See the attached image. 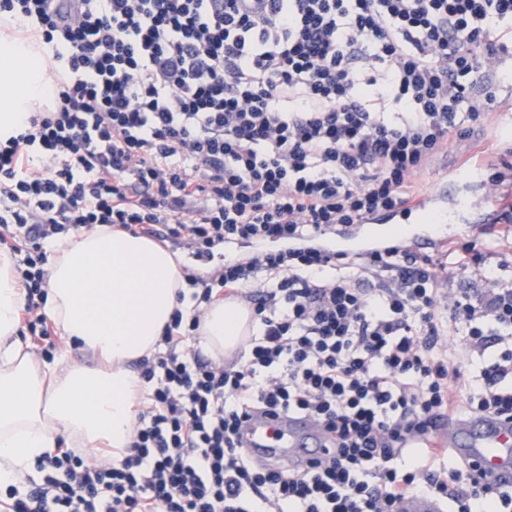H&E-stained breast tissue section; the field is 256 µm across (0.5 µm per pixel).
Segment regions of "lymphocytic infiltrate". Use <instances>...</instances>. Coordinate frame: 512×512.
Segmentation results:
<instances>
[{
  "instance_id": "obj_1",
  "label": "lymphocytic infiltrate",
  "mask_w": 512,
  "mask_h": 512,
  "mask_svg": "<svg viewBox=\"0 0 512 512\" xmlns=\"http://www.w3.org/2000/svg\"><path fill=\"white\" fill-rule=\"evenodd\" d=\"M0 0L35 38L53 100L0 141V248L15 259L23 330L55 347L43 311L45 247L106 227L209 259L183 270L129 448L97 462L57 448L41 482L0 512H512V490L469 482L431 434L464 413L512 419V289L476 242L439 256L297 247L326 226L414 204L418 176L486 122L488 78L512 55V0ZM500 202L491 243L512 245V164L489 165ZM474 271L471 288H450ZM247 303L246 359L194 341L204 309ZM483 361L480 385L458 352ZM253 411L314 419L327 454L302 471L244 454Z\"/></svg>"
}]
</instances>
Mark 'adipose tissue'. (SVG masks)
Segmentation results:
<instances>
[{"label":"adipose tissue","mask_w":512,"mask_h":512,"mask_svg":"<svg viewBox=\"0 0 512 512\" xmlns=\"http://www.w3.org/2000/svg\"><path fill=\"white\" fill-rule=\"evenodd\" d=\"M32 44L0 37V132H14L50 94ZM48 311L67 341L104 358L92 370L58 358L40 365L18 336L23 298L0 252V485H17L58 437L83 448L127 447L131 407L144 389L132 362L152 356L183 281L174 257L143 237L98 227L54 245ZM258 323L238 303L208 309L200 342L214 359L241 350Z\"/></svg>","instance_id":"adipose-tissue-1"}]
</instances>
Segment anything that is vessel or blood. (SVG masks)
<instances>
[{"mask_svg":"<svg viewBox=\"0 0 512 512\" xmlns=\"http://www.w3.org/2000/svg\"><path fill=\"white\" fill-rule=\"evenodd\" d=\"M462 182L483 187V194L471 203L450 198V187ZM486 184L481 166L457 170L417 203L386 216L367 218L352 234L322 233L319 243L329 253L369 255L394 243L410 251H436L456 237L458 222H468L474 235L494 223L497 198ZM243 429L251 451H273L299 465L318 459L325 451L319 426L306 416H253L245 420ZM438 438L469 465L479 484L492 488L512 485V421L465 414L442 426Z\"/></svg>","mask_w":512,"mask_h":512,"instance_id":"vessel-or-blood-1","label":"vessel or blood"}]
</instances>
